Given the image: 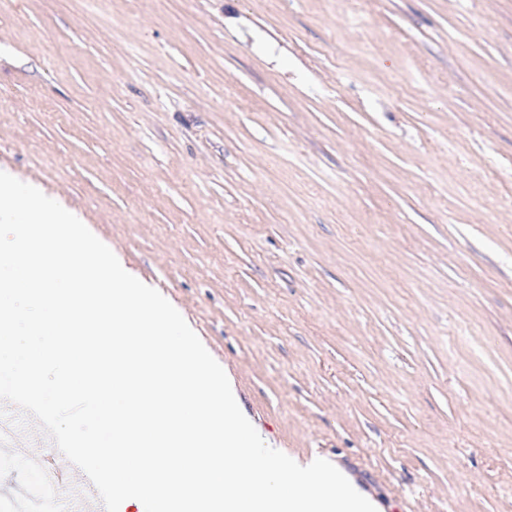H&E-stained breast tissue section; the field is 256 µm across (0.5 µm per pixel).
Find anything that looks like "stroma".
Here are the masks:
<instances>
[{
    "label": "stroma",
    "instance_id": "35a3bbf8",
    "mask_svg": "<svg viewBox=\"0 0 512 512\" xmlns=\"http://www.w3.org/2000/svg\"><path fill=\"white\" fill-rule=\"evenodd\" d=\"M0 169L288 455L384 512H512V0H0ZM46 446L0 504L41 512Z\"/></svg>",
    "mask_w": 512,
    "mask_h": 512
}]
</instances>
